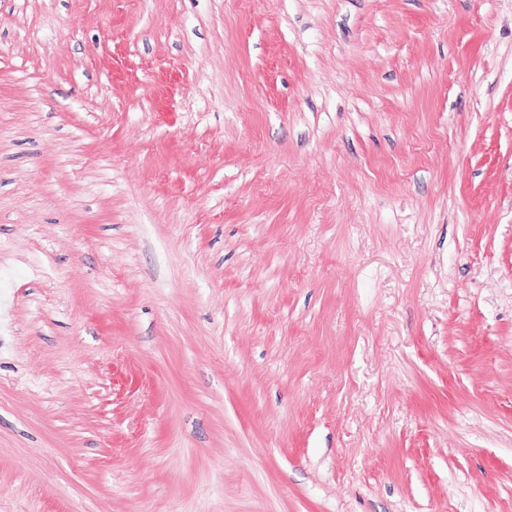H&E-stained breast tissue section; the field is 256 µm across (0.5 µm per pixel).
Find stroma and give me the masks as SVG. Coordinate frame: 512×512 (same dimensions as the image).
<instances>
[{"label":"stroma","instance_id":"stroma-1","mask_svg":"<svg viewBox=\"0 0 512 512\" xmlns=\"http://www.w3.org/2000/svg\"><path fill=\"white\" fill-rule=\"evenodd\" d=\"M0 512H512V0H0Z\"/></svg>","mask_w":512,"mask_h":512}]
</instances>
